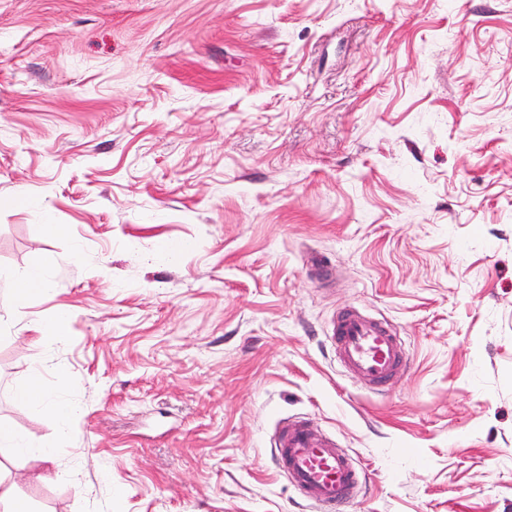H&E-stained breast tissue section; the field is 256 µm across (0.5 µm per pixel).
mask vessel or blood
Segmentation results:
<instances>
[{
    "instance_id": "obj_1",
    "label": "vessel or blood",
    "mask_w": 512,
    "mask_h": 512,
    "mask_svg": "<svg viewBox=\"0 0 512 512\" xmlns=\"http://www.w3.org/2000/svg\"><path fill=\"white\" fill-rule=\"evenodd\" d=\"M327 340L340 365L376 390H385L407 368L408 359L389 324L354 309L333 318ZM273 464L299 500L321 512H346L364 483L350 455L314 422L295 417L273 434Z\"/></svg>"
}]
</instances>
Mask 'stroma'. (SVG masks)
Returning a JSON list of instances; mask_svg holds the SVG:
<instances>
[{
	"label": "stroma",
	"mask_w": 512,
	"mask_h": 512,
	"mask_svg": "<svg viewBox=\"0 0 512 512\" xmlns=\"http://www.w3.org/2000/svg\"><path fill=\"white\" fill-rule=\"evenodd\" d=\"M348 307L405 341L386 391L326 346ZM286 416L365 473L347 512H512V0H0L15 497L315 512ZM32 366H38L34 360ZM32 375L27 383L18 390V396L21 399H38L45 405L47 414L54 419L60 428H65L68 421L74 414V409L70 406L61 405L47 396L39 385V368H32Z\"/></svg>",
	"instance_id": "35a3bbf8"
}]
</instances>
